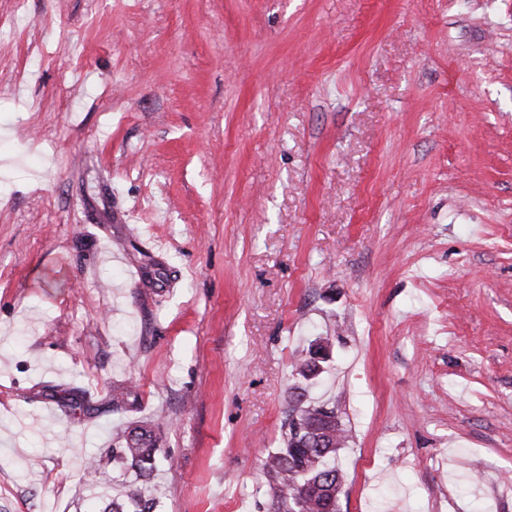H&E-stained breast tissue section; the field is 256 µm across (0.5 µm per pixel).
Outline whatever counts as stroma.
<instances>
[{"label": "stroma", "instance_id": "1", "mask_svg": "<svg viewBox=\"0 0 512 512\" xmlns=\"http://www.w3.org/2000/svg\"><path fill=\"white\" fill-rule=\"evenodd\" d=\"M299 385L340 512H512V0H0V512L146 421L155 512H272ZM330 354V345L328 341L316 340L312 343L305 358L300 359L295 369L297 374L305 380H311L318 376L322 370V363H325Z\"/></svg>", "mask_w": 512, "mask_h": 512}]
</instances>
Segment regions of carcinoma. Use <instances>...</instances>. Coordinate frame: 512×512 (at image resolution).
<instances>
[{
  "label": "carcinoma",
  "instance_id": "obj_1",
  "mask_svg": "<svg viewBox=\"0 0 512 512\" xmlns=\"http://www.w3.org/2000/svg\"><path fill=\"white\" fill-rule=\"evenodd\" d=\"M330 354L329 342L317 340L295 369L305 380L318 376ZM282 445L265 457V474L273 512H338L336 494L345 478L336 466V455L347 441V430L333 409L304 403V393L293 391ZM161 449L155 429L134 426L118 438V447L107 448L88 459L85 478L94 481L109 467L118 466L136 475L112 498L103 512H154L155 499L148 490Z\"/></svg>",
  "mask_w": 512,
  "mask_h": 512
}]
</instances>
